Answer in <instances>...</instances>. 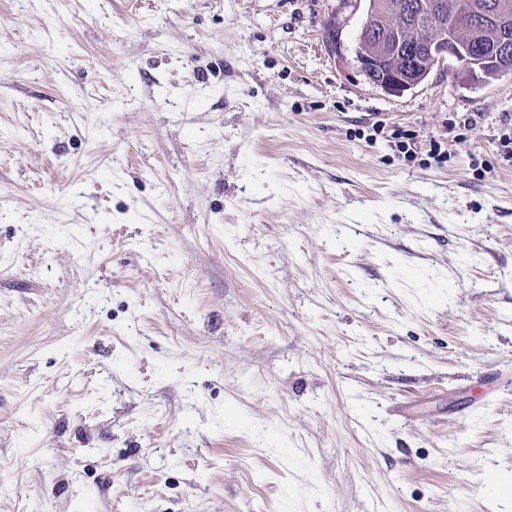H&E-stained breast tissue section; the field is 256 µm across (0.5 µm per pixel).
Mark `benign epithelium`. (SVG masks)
Here are the masks:
<instances>
[{
	"mask_svg": "<svg viewBox=\"0 0 512 512\" xmlns=\"http://www.w3.org/2000/svg\"><path fill=\"white\" fill-rule=\"evenodd\" d=\"M511 22L512 19L489 0H475L471 4L469 26L497 31L493 51L485 56L484 63L503 67L512 62V45L507 38ZM408 23V31L424 46L425 53L440 62L447 59L455 62L453 74L461 85L472 87L483 83L481 65L471 62L470 39L464 35L462 25L455 23V15L446 13L441 0H430L426 5V11L417 13L408 20ZM427 26L435 30V34H423V29ZM400 46V33L390 30L382 36L380 53L382 57L390 59L396 55ZM357 61L364 74L369 76L370 82L389 95H400L427 78V75L418 70H386L366 57H359Z\"/></svg>",
	"mask_w": 512,
	"mask_h": 512,
	"instance_id": "benign-epithelium-1",
	"label": "benign epithelium"
}]
</instances>
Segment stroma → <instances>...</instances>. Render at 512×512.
Segmentation results:
<instances>
[{
	"instance_id": "obj_1",
	"label": "stroma",
	"mask_w": 512,
	"mask_h": 512,
	"mask_svg": "<svg viewBox=\"0 0 512 512\" xmlns=\"http://www.w3.org/2000/svg\"><path fill=\"white\" fill-rule=\"evenodd\" d=\"M360 19L0 0V512H512V76ZM399 56L395 63L397 68L405 71H397L394 69L385 70L383 67L376 65V63L366 57H357V61L360 64V68L365 75L369 76L370 82L376 87L383 90L389 95H400L405 91L411 90L420 83H422L428 74L418 71V67L415 65V70L410 71L411 64L414 59H411V55L405 53ZM408 69V70H407Z\"/></svg>"
}]
</instances>
